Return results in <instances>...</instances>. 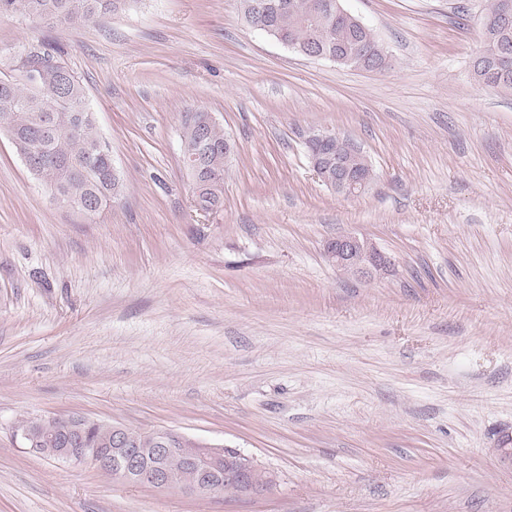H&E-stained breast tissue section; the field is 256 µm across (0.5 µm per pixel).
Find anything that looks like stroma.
Here are the masks:
<instances>
[{"label":"stroma","instance_id":"35a3bbf8","mask_svg":"<svg viewBox=\"0 0 512 512\" xmlns=\"http://www.w3.org/2000/svg\"><path fill=\"white\" fill-rule=\"evenodd\" d=\"M485 0H343L390 54L366 73L288 51L239 0H133L60 30L0 20V60L54 40L124 196L61 204L0 136V512H512V96L480 87ZM236 144L196 209L180 120ZM376 176L346 199L308 131ZM352 232L391 257L337 269ZM170 428L271 472L190 496L28 453L24 417ZM336 139H343V136L336 131L325 129H313L307 135L305 143L311 166L321 182L336 192V195L343 197L349 196L350 198L359 197L368 189V181L371 183L373 180L374 171L363 153L361 157H358L357 160L354 161L362 166L368 180L363 176L361 170L351 164L348 159L339 158L336 160V152H347L346 142L349 140L335 141L330 146L328 154L323 158L324 166L330 170L332 169V171L336 161V178L322 167L318 166V151H320L323 146ZM330 260L339 269H349L358 275L372 276L391 269V259L367 239L355 234H342L326 243Z\"/></svg>","mask_w":512,"mask_h":512}]
</instances>
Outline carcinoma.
<instances>
[{
	"mask_svg": "<svg viewBox=\"0 0 512 512\" xmlns=\"http://www.w3.org/2000/svg\"><path fill=\"white\" fill-rule=\"evenodd\" d=\"M283 1L286 8L270 15L257 7L258 0H241L246 22L278 41L298 47L341 48L353 68L362 53L380 54L383 44L370 29H354L342 16L322 7L326 0ZM128 0H0V20L22 14L61 29L88 26L117 12ZM500 0H487L479 17L481 53H493L505 41L512 48V29L498 28ZM507 77L490 76L483 63L473 62L477 83L503 94H512V53L505 61ZM202 110L182 115L181 158L194 164L197 209L203 212L224 205V127L213 122L200 135ZM0 133L7 135L16 154L29 159V173L62 204L77 209L94 201L107 207L124 191L121 174L112 173L109 147L96 130L85 87L68 66L61 49L44 39L23 47L15 66L0 73Z\"/></svg>",
	"mask_w": 512,
	"mask_h": 512,
	"instance_id": "cac0c4a2",
	"label": "carcinoma"
}]
</instances>
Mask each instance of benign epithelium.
<instances>
[{
  "mask_svg": "<svg viewBox=\"0 0 512 512\" xmlns=\"http://www.w3.org/2000/svg\"><path fill=\"white\" fill-rule=\"evenodd\" d=\"M339 138L341 135L332 130H312L305 139L311 166L321 182L337 195L359 197L368 189L369 183L361 170L348 159L336 160L334 175L318 166V151ZM326 252L337 268L349 269L362 276L388 272L392 266L388 256L355 234H342L329 240ZM67 420L68 426L59 435L55 447L50 449L52 458L76 466L92 465L129 484L211 495L223 491L218 481L221 470L224 471V479L233 482L238 492L244 495L263 492L274 482L269 474L261 481L255 480L253 474L259 467L238 450L196 441L171 429L153 431V447L143 448L128 426L114 423L106 431L103 447L84 448V430L89 419L69 416ZM14 434L28 451H38L44 446V434L38 424L23 420L15 426ZM173 454L183 455L194 468L189 481H173L167 464Z\"/></svg>",
  "mask_w": 512,
  "mask_h": 512,
  "instance_id": "benign-epithelium-1",
  "label": "benign epithelium"
}]
</instances>
